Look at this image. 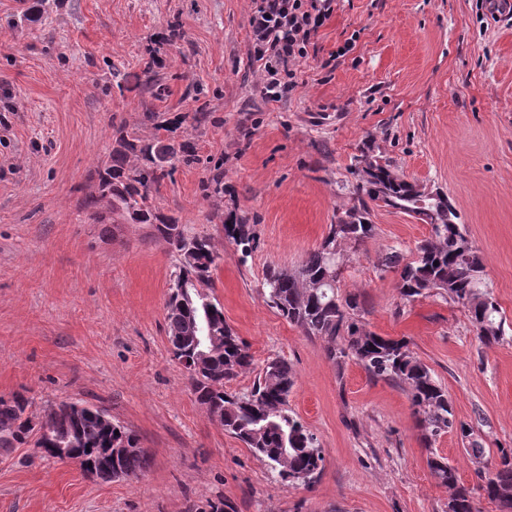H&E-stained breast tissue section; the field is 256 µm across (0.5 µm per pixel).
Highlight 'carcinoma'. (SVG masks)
Masks as SVG:
<instances>
[{"label": "carcinoma", "mask_w": 512, "mask_h": 512, "mask_svg": "<svg viewBox=\"0 0 512 512\" xmlns=\"http://www.w3.org/2000/svg\"><path fill=\"white\" fill-rule=\"evenodd\" d=\"M180 156L190 160L188 145L176 148L161 139L142 143L119 134L108 160L91 172L100 193L86 198L84 208L95 224L104 223L109 215L114 224L120 219L125 224L152 225L156 238L180 258L187 249L193 250L190 260L179 261L172 279L186 287H170L165 307L173 356L177 360L197 357L196 368L187 371L191 391L225 432L267 462L282 479L309 485L320 474L322 448L288 408L295 383L292 367L283 358H272L260 369L249 391L224 389L252 369L254 358L246 342L224 321L217 300L203 291L212 281L221 255L210 237L185 235L176 217L162 213L150 202L153 187L169 174V167ZM355 160V204L336 214V223L329 225L323 244L297 269H266L262 283L265 303L305 335L325 340L328 358L334 363L341 365L351 358L371 375L398 383L408 394L426 447L457 428L468 439L465 451L472 459L481 460L486 448L473 438L470 426L456 423L447 391L431 369L414 357L408 341L364 328L365 309L357 296L341 295L336 286L339 271L332 269L329 256L334 252L344 262L345 247H358L374 236L370 215L375 206L399 210L430 225L429 238L417 245L411 259L391 248L379 257L377 270L398 273L399 294L406 301L436 296L463 308L478 341L489 345L502 340L505 329L500 307L484 278L482 258L464 230L461 214L446 195L406 180L389 160L374 154L370 145L360 149ZM227 221L224 237L249 254L255 243L250 225L232 216ZM186 323L198 324L209 337L206 355H198L194 337L178 335ZM29 405L20 392L8 399L0 397V452L31 442L36 448H69L75 457L90 463L109 448H125L117 466L127 477H137L148 468L150 457L140 446L138 435L109 421L106 411L91 407L77 416L65 404H57L47 411L51 425L43 433L28 415ZM497 456L494 469L478 471L480 484L475 488L459 484L455 468L444 458L434 455L428 459L434 479L450 490L448 512H473L478 495L497 503L501 512H512V448L497 449Z\"/></svg>", "instance_id": "cac0c4a2"}]
</instances>
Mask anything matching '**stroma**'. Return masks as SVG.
I'll return each instance as SVG.
<instances>
[{"label":"stroma","instance_id":"1","mask_svg":"<svg viewBox=\"0 0 512 512\" xmlns=\"http://www.w3.org/2000/svg\"><path fill=\"white\" fill-rule=\"evenodd\" d=\"M32 3L0 0V397L26 393L36 418L63 401L104 408L151 464L104 482L28 444L0 454V512H448L427 459L475 487L459 432L426 448L407 393L355 360L333 364L265 305L262 281L298 268L352 205L363 144L440 189L483 259L504 340L480 344L466 312L403 302L396 274L377 273L384 250L411 253L430 233L389 207L373 209L375 236L341 289L364 302L366 329L408 341L486 450L512 447V21L487 0H337L299 87L268 105L248 66L249 0H45L34 18ZM151 54L158 94L119 91L113 69L139 74ZM119 129L190 145L152 202L221 254L209 293L256 365H292L289 406L324 454L313 485L282 482L191 394L165 324L177 259L153 227L88 219L90 173ZM231 212L254 230L251 256L224 236Z\"/></svg>","mask_w":512,"mask_h":512}]
</instances>
